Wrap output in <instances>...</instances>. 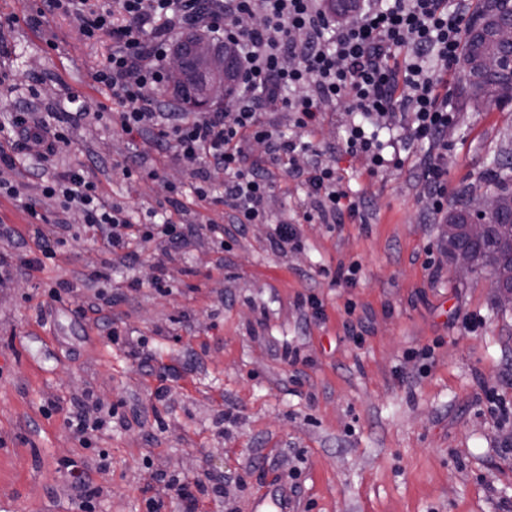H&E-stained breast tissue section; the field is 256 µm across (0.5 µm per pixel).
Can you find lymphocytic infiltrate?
Here are the masks:
<instances>
[{
	"mask_svg": "<svg viewBox=\"0 0 512 512\" xmlns=\"http://www.w3.org/2000/svg\"><path fill=\"white\" fill-rule=\"evenodd\" d=\"M355 2L356 17L339 21L325 0H38L29 17L33 26L63 14L86 39L111 37L108 55L91 73L92 84L111 93L113 125L164 155L163 166L145 169L136 154L119 170L127 180L149 173L164 197L137 221L129 206L104 193L96 165L79 160L45 172V164L69 143V129L41 125L28 112L13 113L6 136H0V197L26 214L34 247L15 266L0 258V288L11 286L15 269L38 272L56 259L65 241L44 237L45 222L66 228L81 220L96 231L103 254L132 264L143 242L161 241L177 254L189 239L223 238V225L196 224L185 215L227 206L238 228L268 225L271 250L296 247V225L273 221L268 209L272 166L306 185L310 206L303 221L327 224L359 216L358 198L344 189L334 164L320 159L314 142L326 102L343 104L351 115L345 151L367 155L369 174L407 162L380 138L388 120H402L406 145L428 144L420 178L431 212L440 213L448 201L445 140L457 118L448 102V71L459 59L466 14L449 10L447 0ZM188 28L232 48L239 61L232 96L210 112H184L177 101L159 96L173 39ZM276 108L286 112L293 134L262 119V112ZM169 166L191 171L194 183L169 180ZM216 175L224 178L220 193L212 182ZM52 199V213H41V202Z\"/></svg>",
	"mask_w": 512,
	"mask_h": 512,
	"instance_id": "1",
	"label": "lymphocytic infiltrate"
}]
</instances>
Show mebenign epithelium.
<instances>
[{
    "label": "benign epithelium",
    "mask_w": 512,
    "mask_h": 512,
    "mask_svg": "<svg viewBox=\"0 0 512 512\" xmlns=\"http://www.w3.org/2000/svg\"><path fill=\"white\" fill-rule=\"evenodd\" d=\"M169 80L177 88L188 80L197 84L191 105L203 109L227 96L233 77V59L224 48L194 32L188 33L169 59ZM512 209V198L497 191L471 198L462 222L442 225V238L450 246L452 266L460 274L483 273L490 280L498 302L512 307V265L500 262L495 268L483 267L471 244L486 242L487 227L500 222L505 209Z\"/></svg>",
    "instance_id": "7a95c632"
}]
</instances>
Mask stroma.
<instances>
[{"mask_svg": "<svg viewBox=\"0 0 512 512\" xmlns=\"http://www.w3.org/2000/svg\"><path fill=\"white\" fill-rule=\"evenodd\" d=\"M33 0H0L15 16L4 35L16 73L0 86V126L28 110L53 122L68 113L64 159L105 158L99 178L115 200L157 206L158 184L127 181L111 163L132 150L110 118L112 96L90 74L112 41L87 42L70 18L42 27ZM464 72L453 66L448 100L458 110L448 140V205L492 191V164L512 165V104L463 109ZM316 136L364 219L299 223L297 248L272 251L267 228L250 224L218 244L192 241L168 266L167 294L150 289L161 243L132 266L113 264L84 283L101 253L85 225L40 272L0 290V512H75L79 476L99 487L96 512H147L159 477L221 479L222 496H202L200 512H253L278 488L286 512H512V309H502L484 275L455 272L440 241L416 161L368 175L345 152L349 116L326 105ZM308 198L300 181L276 173L273 220H296ZM358 264L354 285L337 269ZM140 289H129L130 281ZM71 282L75 296L53 301ZM117 294L101 313L95 294ZM317 297L316 319L305 305ZM482 326L469 333L465 317ZM143 339L133 358L108 328ZM298 350L291 364L283 348ZM431 349L425 371L407 364ZM178 371L162 384L165 367ZM165 395H158L159 387ZM93 407L102 428L82 445L71 413Z\"/></svg>", "mask_w": 512, "mask_h": 512, "instance_id": "obj_1", "label": "stroma"}]
</instances>
